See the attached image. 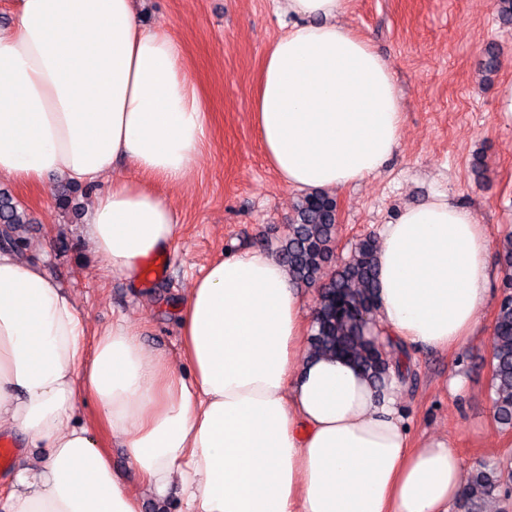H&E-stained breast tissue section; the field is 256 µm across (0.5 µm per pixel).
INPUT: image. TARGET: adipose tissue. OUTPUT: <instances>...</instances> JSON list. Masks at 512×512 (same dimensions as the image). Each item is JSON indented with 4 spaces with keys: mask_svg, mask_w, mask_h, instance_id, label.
Here are the masks:
<instances>
[{
    "mask_svg": "<svg viewBox=\"0 0 512 512\" xmlns=\"http://www.w3.org/2000/svg\"><path fill=\"white\" fill-rule=\"evenodd\" d=\"M293 24L264 57L252 108L288 187L336 192L380 172L403 111L389 61L343 17L348 0H275ZM206 109L182 48L135 0H18L0 28V178L95 187L85 236L130 282L177 224L150 187L189 175ZM139 179L102 186L116 162ZM486 228L437 193L384 225L376 317L418 349L472 336L488 299ZM303 299L277 257L202 267L180 306L177 357L126 320L87 341L72 293L0 249V434L22 435L0 512H142L181 488L180 512H451L462 460L446 440L410 444L398 381L308 359ZM92 401L96 425L75 410ZM103 427L139 478L101 448Z\"/></svg>",
    "mask_w": 512,
    "mask_h": 512,
    "instance_id": "obj_1",
    "label": "adipose tissue"
}]
</instances>
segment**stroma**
<instances>
[{
    "instance_id": "1",
    "label": "stroma",
    "mask_w": 512,
    "mask_h": 512,
    "mask_svg": "<svg viewBox=\"0 0 512 512\" xmlns=\"http://www.w3.org/2000/svg\"><path fill=\"white\" fill-rule=\"evenodd\" d=\"M148 26L181 44L190 83L204 96L209 128L189 177L159 185L177 222L162 275L130 283L91 251L82 229L93 195L57 177L39 185L0 179L33 219L30 257L68 288L90 330L125 319L153 349L176 355L181 302L200 269L248 250L273 251L288 232L300 192L267 163L255 129L252 90L287 17L273 0H135ZM348 25L388 59L404 114L399 148L381 173L336 192V255L378 235L405 207L442 192L473 209L489 235V297L475 336L445 352L409 350L399 407L411 439L456 448L465 471L482 460L512 463V428L492 410L490 355L503 277L500 239L512 233V112L499 92L512 84V25L497 0H350ZM498 68L484 77L489 46ZM68 205H60V196Z\"/></svg>"
}]
</instances>
